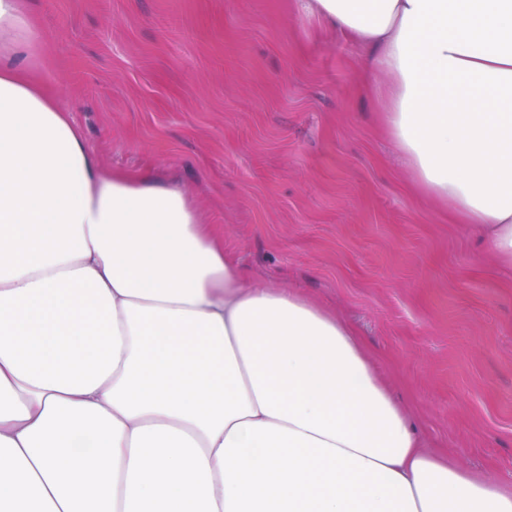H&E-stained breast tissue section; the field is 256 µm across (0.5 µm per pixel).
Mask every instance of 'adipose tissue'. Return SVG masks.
Listing matches in <instances>:
<instances>
[{
	"instance_id": "1",
	"label": "adipose tissue",
	"mask_w": 512,
	"mask_h": 512,
	"mask_svg": "<svg viewBox=\"0 0 512 512\" xmlns=\"http://www.w3.org/2000/svg\"><path fill=\"white\" fill-rule=\"evenodd\" d=\"M388 77L415 186L512 275V0H291ZM0 0V512H512L423 447L352 326L103 168Z\"/></svg>"
}]
</instances>
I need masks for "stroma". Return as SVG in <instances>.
Here are the masks:
<instances>
[{"label": "stroma", "mask_w": 512, "mask_h": 512, "mask_svg": "<svg viewBox=\"0 0 512 512\" xmlns=\"http://www.w3.org/2000/svg\"><path fill=\"white\" fill-rule=\"evenodd\" d=\"M100 164L174 178L258 282L357 329L427 447L512 478V277L414 194L347 41L288 0H26Z\"/></svg>", "instance_id": "1"}]
</instances>
